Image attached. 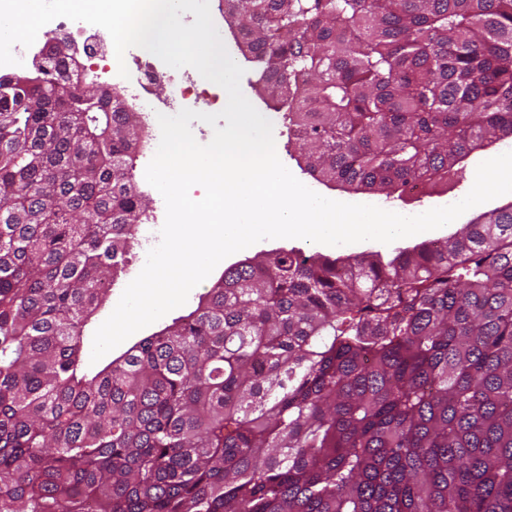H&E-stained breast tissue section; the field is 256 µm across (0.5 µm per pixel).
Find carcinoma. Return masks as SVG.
Instances as JSON below:
<instances>
[{
  "mask_svg": "<svg viewBox=\"0 0 512 512\" xmlns=\"http://www.w3.org/2000/svg\"><path fill=\"white\" fill-rule=\"evenodd\" d=\"M298 166L387 196L512 139V0H224ZM0 75V512H512V203L389 254L275 250L94 375L148 220L137 113Z\"/></svg>",
  "mask_w": 512,
  "mask_h": 512,
  "instance_id": "cac0c4a2",
  "label": "carcinoma"
}]
</instances>
